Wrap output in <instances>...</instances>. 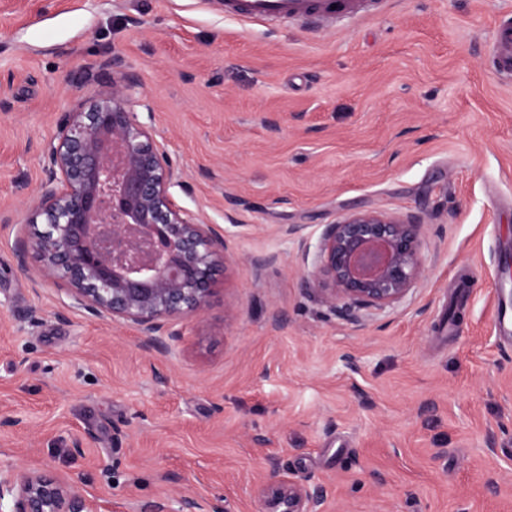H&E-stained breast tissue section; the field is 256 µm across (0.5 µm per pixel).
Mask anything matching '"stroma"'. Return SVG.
Instances as JSON below:
<instances>
[{
	"label": "stroma",
	"instance_id": "stroma-1",
	"mask_svg": "<svg viewBox=\"0 0 512 512\" xmlns=\"http://www.w3.org/2000/svg\"><path fill=\"white\" fill-rule=\"evenodd\" d=\"M512 0H381L331 25L213 0H0V217L29 224L46 148L112 83L138 86L226 260L169 355L20 271L0 227V461L67 475L99 512L174 494L266 512H512ZM421 213L424 274L335 313L304 278L343 210ZM81 440L74 448L73 440ZM490 52L495 73H512V17L502 18L496 25ZM268 499L267 512H323L324 495L321 487L310 489L292 481L278 483Z\"/></svg>",
	"mask_w": 512,
	"mask_h": 512
}]
</instances>
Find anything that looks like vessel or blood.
I'll use <instances>...</instances> for the list:
<instances>
[{"label":"vessel or blood","instance_id":"1","mask_svg":"<svg viewBox=\"0 0 512 512\" xmlns=\"http://www.w3.org/2000/svg\"><path fill=\"white\" fill-rule=\"evenodd\" d=\"M223 7L225 14L244 21L297 20L318 13L332 23L365 10L367 2L336 0L335 4L325 5L321 0H224ZM490 55L496 73H512V17L497 23Z\"/></svg>","mask_w":512,"mask_h":512}]
</instances>
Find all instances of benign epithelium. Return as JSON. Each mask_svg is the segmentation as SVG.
<instances>
[{"label": "benign epithelium", "instance_id": "benign-epithelium-1", "mask_svg": "<svg viewBox=\"0 0 512 512\" xmlns=\"http://www.w3.org/2000/svg\"><path fill=\"white\" fill-rule=\"evenodd\" d=\"M135 78L118 72L112 90L69 113L49 144V175L33 204L45 230L15 231L19 270L30 257L40 276L92 315L135 325L149 354L168 353L179 325L203 311L211 277L224 263V236L180 206V176L150 126L129 109ZM418 214L350 208L326 225L317 277L306 281L332 308L351 311L401 300L422 276ZM11 512H94L75 483L46 472L14 475L0 464V501ZM324 495L292 481L275 485L268 512H323ZM150 512H230L222 499L174 496Z\"/></svg>", "mask_w": 512, "mask_h": 512}]
</instances>
